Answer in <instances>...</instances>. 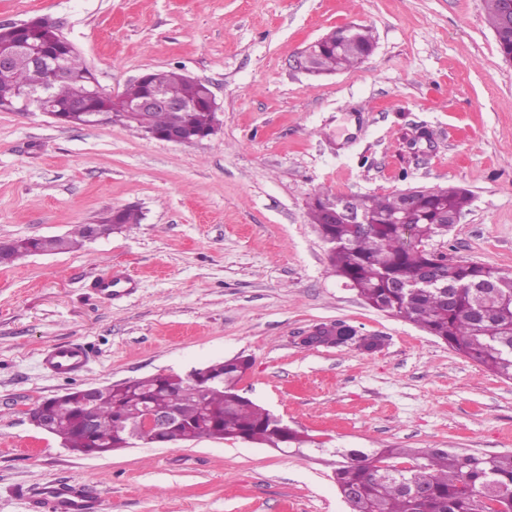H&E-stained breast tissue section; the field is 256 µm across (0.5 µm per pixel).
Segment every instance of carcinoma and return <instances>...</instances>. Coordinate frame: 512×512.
<instances>
[{"mask_svg":"<svg viewBox=\"0 0 512 512\" xmlns=\"http://www.w3.org/2000/svg\"><path fill=\"white\" fill-rule=\"evenodd\" d=\"M488 22L502 58L512 59V21L503 24L504 0H485ZM22 43H36L50 61L68 66L72 77L55 82L51 94L55 106L65 105L93 76L75 47L42 17L29 26H0V50ZM373 36L364 26L352 40L343 41L341 29L326 34L315 59L320 73L355 67L369 56ZM38 81L33 67L21 65L11 76L0 77V111H10L26 87ZM163 87L173 98L196 104L191 112L153 111L137 121L124 115L122 104L110 96L87 99L86 108L106 122L118 121L138 130L151 127L160 137L173 130L201 132L217 120L202 102L204 85L176 70H154L126 87L125 101L147 96ZM469 193L459 187L424 188L414 198V209L406 224L392 218L403 214L400 192L363 195L359 207L367 224H341L331 218L324 199L310 204L312 223L323 240L332 245L329 262L337 276L355 289L365 302L383 312L415 324L448 344L459 354L487 371L512 379V273L476 263H463L447 253L430 249L440 235L445 216L459 215L469 204ZM141 214L133 207L116 210L99 218L104 229L119 230L138 224ZM88 225L80 224L76 238H20L0 256V265L34 253L70 250L86 241ZM432 269L437 286L413 292L393 284L409 280L422 269ZM488 275L498 278L496 288L485 294L474 290L457 293L445 300L439 285L457 280L478 281ZM357 335L344 323L324 328V346H340ZM251 367L248 358L237 356L207 366L213 381L203 385L190 378L168 377L127 380L120 385L95 387L94 429L83 430L84 409L80 392L65 393L44 400L50 434L63 447L76 453L82 448H116L124 440L123 428L140 423L145 410H173L180 423L163 432L143 429L140 440L155 446L187 442L200 424L208 438L244 440L271 448H300L310 437L282 422L268 409L240 393L239 381ZM402 448L373 450L336 449L333 479L350 512H473L478 499L486 502L485 512H512V453L474 455L433 448L420 452L410 467L399 468L395 460Z\"/></svg>","mask_w":512,"mask_h":512,"instance_id":"obj_1","label":"carcinoma"}]
</instances>
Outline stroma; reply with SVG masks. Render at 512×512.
Listing matches in <instances>:
<instances>
[{
	"label": "stroma",
	"mask_w": 512,
	"mask_h": 512,
	"mask_svg": "<svg viewBox=\"0 0 512 512\" xmlns=\"http://www.w3.org/2000/svg\"><path fill=\"white\" fill-rule=\"evenodd\" d=\"M43 16L105 93L151 70L211 86L221 128L184 145L119 122L64 126L0 111V239L61 236L107 212L142 220L0 266V512H50L68 484L102 512H348L340 448L512 453V379L369 307L329 264L320 193L453 185L469 205L435 246L512 272V64L484 0H0V25ZM370 29L357 68L295 57L330 30ZM118 278L111 298L93 287ZM343 322L380 347L305 348ZM80 343L53 376L41 354ZM244 355L245 396L313 437L304 448L204 438L103 457L63 448L26 406L74 389L185 373ZM86 350L76 344L53 345L43 353L42 365L53 375L75 376L87 365Z\"/></svg>",
	"instance_id": "35a3bbf8"
}]
</instances>
